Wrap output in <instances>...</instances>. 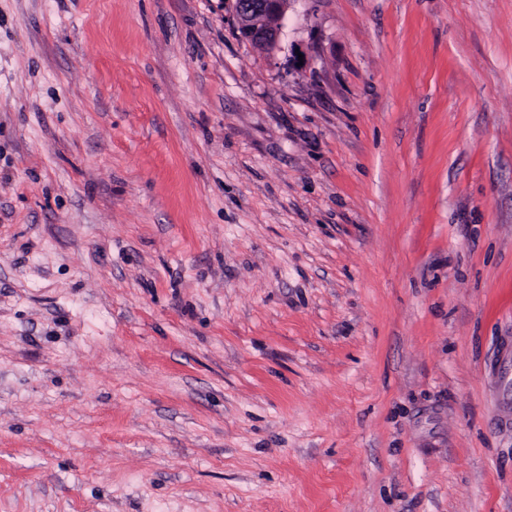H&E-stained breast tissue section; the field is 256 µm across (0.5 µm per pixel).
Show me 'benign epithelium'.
Masks as SVG:
<instances>
[{
  "label": "benign epithelium",
  "mask_w": 512,
  "mask_h": 512,
  "mask_svg": "<svg viewBox=\"0 0 512 512\" xmlns=\"http://www.w3.org/2000/svg\"><path fill=\"white\" fill-rule=\"evenodd\" d=\"M292 0H234L241 38L259 51L273 54L282 49L281 22Z\"/></svg>",
  "instance_id": "7a95c632"
}]
</instances>
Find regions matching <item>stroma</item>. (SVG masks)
Masks as SVG:
<instances>
[{"instance_id": "obj_1", "label": "stroma", "mask_w": 512, "mask_h": 512, "mask_svg": "<svg viewBox=\"0 0 512 512\" xmlns=\"http://www.w3.org/2000/svg\"><path fill=\"white\" fill-rule=\"evenodd\" d=\"M0 512H512V0H0ZM292 0H234L237 29L259 51H281V22Z\"/></svg>"}]
</instances>
